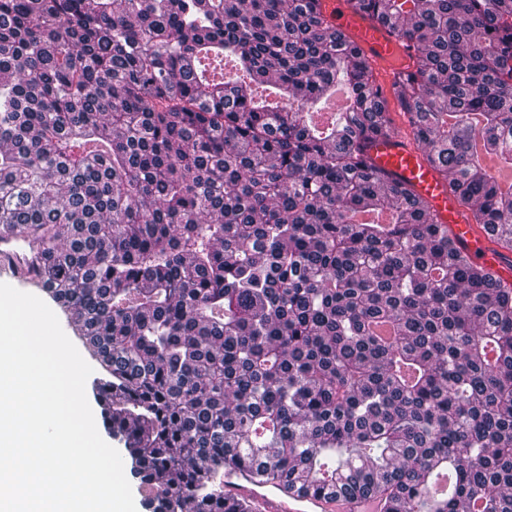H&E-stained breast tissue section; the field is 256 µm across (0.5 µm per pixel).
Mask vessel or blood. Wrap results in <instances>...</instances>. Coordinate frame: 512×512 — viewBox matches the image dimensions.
<instances>
[{
  "label": "vessel or blood",
  "instance_id": "obj_1",
  "mask_svg": "<svg viewBox=\"0 0 512 512\" xmlns=\"http://www.w3.org/2000/svg\"><path fill=\"white\" fill-rule=\"evenodd\" d=\"M324 22L345 32L371 64L375 83L382 94H390L397 78L413 67L415 50L392 28L372 20L352 0H318ZM369 155L373 164L393 180L405 183L416 198L425 202L432 216L448 226L455 243L474 260L512 282V253L470 224L466 210L449 193L444 181L430 166L411 137L395 134L375 141ZM40 248L32 240L0 232V282L15 286L40 280ZM224 489L247 501L252 512H383L374 496L350 497L281 493L254 482L246 470L224 474Z\"/></svg>",
  "mask_w": 512,
  "mask_h": 512
}]
</instances>
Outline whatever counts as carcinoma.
Here are the masks:
<instances>
[{"mask_svg":"<svg viewBox=\"0 0 512 512\" xmlns=\"http://www.w3.org/2000/svg\"><path fill=\"white\" fill-rule=\"evenodd\" d=\"M354 2L410 19L393 97L512 247V189L473 152L512 167V0ZM338 85L318 131L304 108ZM395 133L317 0H0V228L42 237L145 512H250L232 466L386 512H512V286L373 167Z\"/></svg>","mask_w":512,"mask_h":512,"instance_id":"carcinoma-1","label":"carcinoma"}]
</instances>
